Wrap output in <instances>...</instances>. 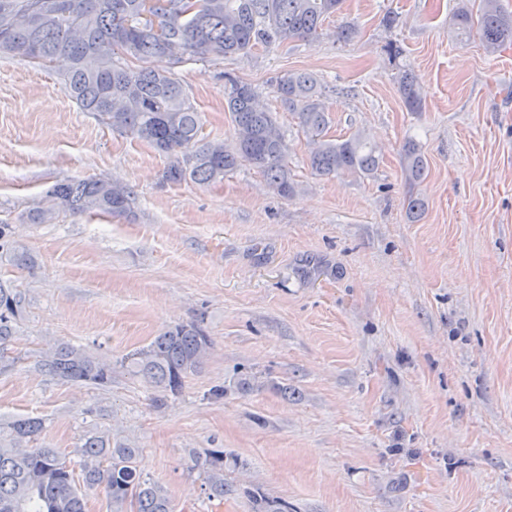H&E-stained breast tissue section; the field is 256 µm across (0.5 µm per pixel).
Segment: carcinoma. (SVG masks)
I'll use <instances>...</instances> for the list:
<instances>
[{
	"label": "carcinoma",
	"instance_id": "cac0c4a2",
	"mask_svg": "<svg viewBox=\"0 0 512 512\" xmlns=\"http://www.w3.org/2000/svg\"><path fill=\"white\" fill-rule=\"evenodd\" d=\"M344 0H0V54L49 63L70 61L63 76L67 95L85 112H94L112 129L129 132L155 149L175 155L164 171L167 182L187 179L199 185L221 180L246 162L282 198L296 192L285 163V139L273 113L259 102L249 83L228 78L224 101L235 127L231 145L201 138V118L181 83L153 68L157 58L176 66L187 60L247 56L261 45H281L318 35L325 19L341 11ZM457 39L479 35L492 53L512 42V11L500 0H482L479 14L463 7L454 16ZM284 110L294 114L310 139L311 169L318 175L370 174L379 164L376 147L358 132L343 140L325 138L330 124L317 80L290 73L275 80ZM408 110L422 109L412 77H400ZM409 180L426 174L416 143L404 146ZM51 205L35 207L28 217L44 224L65 212L131 213V189L106 179L62 180L50 191ZM31 265L29 256L8 238L0 224V257ZM26 296L0 281V349L17 333ZM211 340L202 322L170 328L132 354L130 368L166 392H179L197 371ZM42 367L63 380L103 385L112 368L92 355L62 346L46 356ZM42 424L19 418L0 426V512H85L70 462L39 443ZM83 485L101 487L114 504L130 500L136 512H173L167 492L142 476L139 450L101 434L87 437L81 448ZM212 494L232 491L224 481V454L206 460ZM253 512H288V502L257 492Z\"/></svg>",
	"mask_w": 512,
	"mask_h": 512
}]
</instances>
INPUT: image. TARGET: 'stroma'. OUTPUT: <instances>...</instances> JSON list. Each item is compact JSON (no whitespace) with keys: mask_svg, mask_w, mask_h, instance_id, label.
I'll use <instances>...</instances> for the list:
<instances>
[{"mask_svg":"<svg viewBox=\"0 0 512 512\" xmlns=\"http://www.w3.org/2000/svg\"><path fill=\"white\" fill-rule=\"evenodd\" d=\"M479 3L345 0L317 38L173 68L209 141H234L225 76L258 90L284 132L288 199L246 164L163 182L170 156L81 111L65 59L0 54V224L35 261L0 259L26 295L0 423L40 419L41 443L74 464L95 432L139 448L175 512H252L247 488L288 512H512V45L456 41V11ZM346 22L359 33L342 43ZM296 72L322 88L328 138L377 145L376 171L312 173L273 85ZM404 72L422 111L400 97ZM410 140L427 164L416 183ZM87 178L130 185L133 216L27 220L56 181ZM198 319L211 349L178 393L132 374L128 355ZM61 344L109 364L111 382L41 370ZM214 449L237 493L211 496ZM404 165L410 182L419 181L426 174L425 160L414 141H408L404 146Z\"/></svg>","mask_w":512,"mask_h":512,"instance_id":"35a3bbf8","label":"stroma"}]
</instances>
